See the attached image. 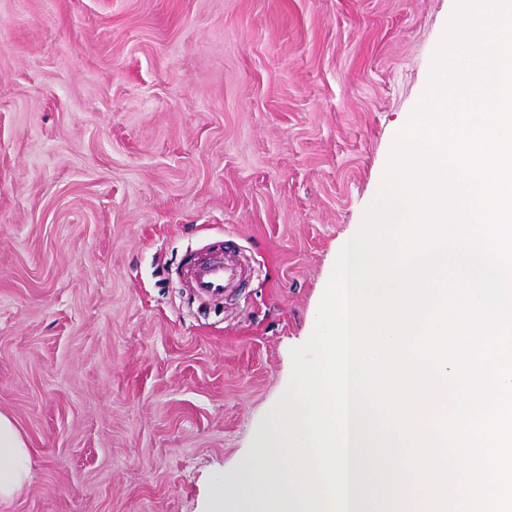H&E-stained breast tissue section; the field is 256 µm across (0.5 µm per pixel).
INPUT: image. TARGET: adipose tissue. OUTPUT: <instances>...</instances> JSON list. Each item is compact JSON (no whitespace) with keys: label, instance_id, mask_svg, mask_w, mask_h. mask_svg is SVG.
<instances>
[{"label":"adipose tissue","instance_id":"ef3b65f1","mask_svg":"<svg viewBox=\"0 0 512 512\" xmlns=\"http://www.w3.org/2000/svg\"><path fill=\"white\" fill-rule=\"evenodd\" d=\"M28 443L12 419L0 413V501L18 495L30 477Z\"/></svg>","mask_w":512,"mask_h":512}]
</instances>
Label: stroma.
Instances as JSON below:
<instances>
[{"label": "stroma", "instance_id": "1", "mask_svg": "<svg viewBox=\"0 0 512 512\" xmlns=\"http://www.w3.org/2000/svg\"><path fill=\"white\" fill-rule=\"evenodd\" d=\"M455 0H0V512L241 495ZM251 271L199 307L206 251ZM31 453L12 419L0 413V501L10 500L27 485Z\"/></svg>", "mask_w": 512, "mask_h": 512}]
</instances>
